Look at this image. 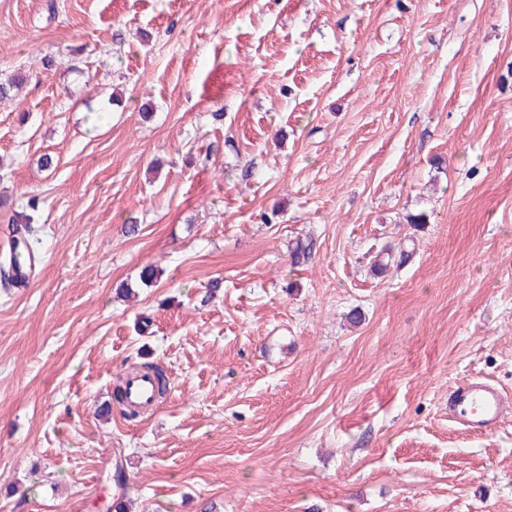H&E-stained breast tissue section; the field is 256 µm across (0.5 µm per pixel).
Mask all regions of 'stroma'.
Here are the masks:
<instances>
[{
    "instance_id": "stroma-1",
    "label": "stroma",
    "mask_w": 512,
    "mask_h": 512,
    "mask_svg": "<svg viewBox=\"0 0 512 512\" xmlns=\"http://www.w3.org/2000/svg\"><path fill=\"white\" fill-rule=\"evenodd\" d=\"M16 73L0 512H512V0H0ZM153 395V385L150 378L135 374L128 381V399L137 405H147ZM507 403L494 385L468 379L448 391V418L469 432L483 434L499 425Z\"/></svg>"
}]
</instances>
